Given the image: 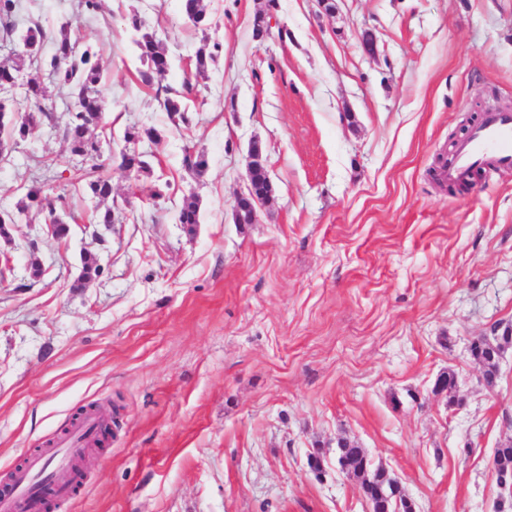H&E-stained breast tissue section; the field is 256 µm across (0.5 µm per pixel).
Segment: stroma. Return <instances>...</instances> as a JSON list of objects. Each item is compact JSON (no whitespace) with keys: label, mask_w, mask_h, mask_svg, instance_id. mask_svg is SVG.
<instances>
[{"label":"stroma","mask_w":512,"mask_h":512,"mask_svg":"<svg viewBox=\"0 0 512 512\" xmlns=\"http://www.w3.org/2000/svg\"><path fill=\"white\" fill-rule=\"evenodd\" d=\"M265 3L208 0L203 32L181 0H101L92 17L22 0L19 28L64 24L100 50L108 110L91 136L112 148L98 162L113 223L82 230L99 202L63 136L72 102L52 95L53 121L0 143V213L16 217L0 238V483L96 402L112 436L64 512H371L341 437L416 512H512L491 470L512 440V347L491 386L470 351L512 327V169L457 195L431 176L474 107L512 105V0H277L285 34L260 42ZM134 16L167 46L166 85H193L191 125L140 82ZM205 38L223 49L199 75ZM131 127L163 134L139 145L150 173L121 166ZM254 140L273 191L238 224ZM31 185L64 187L68 239L18 213ZM189 197L192 231L177 221ZM86 252L103 273L80 287ZM448 371L452 398L436 388Z\"/></svg>","instance_id":"stroma-1"}]
</instances>
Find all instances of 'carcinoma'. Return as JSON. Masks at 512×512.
Instances as JSON below:
<instances>
[{"instance_id": "1", "label": "carcinoma", "mask_w": 512, "mask_h": 512, "mask_svg": "<svg viewBox=\"0 0 512 512\" xmlns=\"http://www.w3.org/2000/svg\"><path fill=\"white\" fill-rule=\"evenodd\" d=\"M20 0H0V50L19 43L22 51L9 52L0 59V84L3 82H16L18 73L25 63L41 64L40 51L46 38L42 26L33 23L23 32H18L16 15L19 11ZM275 0H267L265 9L254 14L252 30L253 37L263 40L268 37V24L272 17ZM183 15L196 28L206 30L209 22L208 5L206 0H182ZM132 28L140 33L134 40L138 50L139 59L146 66L140 71L143 84L148 87H157L165 91L161 105L168 113L171 121L177 125L189 126L190 107L185 96L171 94V89L163 85L172 67V60L167 49L154 32H141V21L132 20ZM220 44L208 43L203 39L202 45L196 50L193 66L196 73L201 74L208 68L210 61L214 60L215 52L219 51ZM52 74V85L59 93L75 100V107L69 112L65 128V137L72 153L95 159L100 156L101 147L90 136L92 127L98 125L104 118L107 109V100L102 89V69L98 61V53L91 45L80 46L73 40L66 28L61 26L60 36L53 43V54L49 62ZM49 99L47 87L37 81L27 84L22 100L16 102V109L24 110V115L18 117L6 109V104L0 101V132L8 131L13 138H23L28 133L30 122L36 115L51 118L46 112L45 101ZM161 134L154 128L140 130L132 127L125 131L124 141L136 144L143 139L151 143L157 142ZM186 168L202 176L208 168L207 155L202 149L187 150L183 157ZM266 167V159L256 161L250 172L252 193L260 196L265 193L266 186L261 169ZM88 190L92 196L105 202L112 198V183L102 172V165L94 163L82 174ZM63 200L62 195L51 196L40 186H31L26 189L17 203L20 213L36 211L44 216V223L53 224L56 219V202ZM177 222L180 224L201 223L200 206L194 200H185L177 213ZM102 274L98 259L91 253L81 258V273L76 280L77 285L98 277ZM512 345V329L506 327L502 335L494 337V346L485 343L473 349V358L483 368L487 383H493L498 371V355L506 347ZM341 454V466L356 477L363 478L362 488L372 504V512H413L412 503L404 495L399 499L389 496L390 477L387 472L377 467L367 468V454L364 449L351 444L342 438L338 441ZM495 469L512 473V444H506L496 450L494 456Z\"/></svg>"}]
</instances>
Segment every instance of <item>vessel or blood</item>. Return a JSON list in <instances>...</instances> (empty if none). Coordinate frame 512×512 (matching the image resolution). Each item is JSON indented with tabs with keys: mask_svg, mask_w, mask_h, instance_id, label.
<instances>
[{
	"mask_svg": "<svg viewBox=\"0 0 512 512\" xmlns=\"http://www.w3.org/2000/svg\"><path fill=\"white\" fill-rule=\"evenodd\" d=\"M479 165L512 168V113L495 112L475 124L458 146L448 175L467 176ZM105 418L89 413L73 422L53 446L27 455L0 492V512H46L50 502L73 497L71 468L81 453L93 448Z\"/></svg>",
	"mask_w": 512,
	"mask_h": 512,
	"instance_id": "b4317fda",
	"label": "vessel or blood"
}]
</instances>
